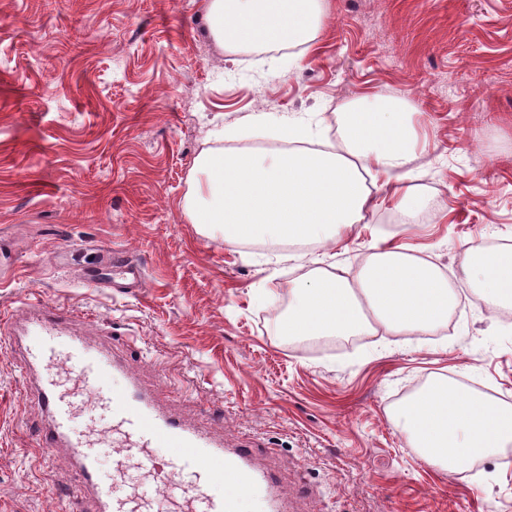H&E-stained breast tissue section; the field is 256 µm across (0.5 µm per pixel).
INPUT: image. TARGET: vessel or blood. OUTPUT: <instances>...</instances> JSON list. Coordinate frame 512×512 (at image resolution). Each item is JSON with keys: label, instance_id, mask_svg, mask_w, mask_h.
Wrapping results in <instances>:
<instances>
[{"label": "vessel or blood", "instance_id": "obj_1", "mask_svg": "<svg viewBox=\"0 0 512 512\" xmlns=\"http://www.w3.org/2000/svg\"><path fill=\"white\" fill-rule=\"evenodd\" d=\"M113 272L141 287L143 275L128 257L110 252ZM22 317L0 316V335L21 349L33 396L47 421L38 433L43 448H66L79 476L72 496L93 512H237L240 491L260 493L265 512H288L270 486L273 478L252 461L249 448H228L222 441L167 415L154 398L104 347L73 334L75 312L39 300L21 303ZM63 357L74 384L59 391L46 364ZM122 438L111 478L99 474L104 438H89L73 427V412L86 392ZM225 492H215L216 484Z\"/></svg>", "mask_w": 512, "mask_h": 512}]
</instances>
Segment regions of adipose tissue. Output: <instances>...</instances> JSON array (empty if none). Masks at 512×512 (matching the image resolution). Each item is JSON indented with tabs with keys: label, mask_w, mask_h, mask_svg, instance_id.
I'll use <instances>...</instances> for the list:
<instances>
[{
	"label": "adipose tissue",
	"mask_w": 512,
	"mask_h": 512,
	"mask_svg": "<svg viewBox=\"0 0 512 512\" xmlns=\"http://www.w3.org/2000/svg\"><path fill=\"white\" fill-rule=\"evenodd\" d=\"M326 14L325 0H209L212 37L225 49L298 47L313 42ZM268 133L283 143L272 153L211 149L197 158L185 210L190 223L217 232L225 245H275L335 241L376 208L366 171L392 182L391 199L413 223L423 196L403 186L415 157L413 110L401 99L361 98L338 115L344 153L308 150V129L268 113L250 127L228 128L225 138ZM466 279L489 306L512 308V247L468 249ZM286 336H351L381 327L400 336H422L444 325L455 295L447 277L401 244L381 243L356 279L337 267L315 268L295 283ZM412 447L430 463L454 472L512 445V407L462 389L446 377L394 407Z\"/></svg>",
	"instance_id": "adipose-tissue-1"
}]
</instances>
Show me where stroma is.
Returning <instances> with one entry per match:
<instances>
[{"instance_id": "stroma-1", "label": "stroma", "mask_w": 512, "mask_h": 512, "mask_svg": "<svg viewBox=\"0 0 512 512\" xmlns=\"http://www.w3.org/2000/svg\"><path fill=\"white\" fill-rule=\"evenodd\" d=\"M208 0H0V313L29 296L81 312L162 408L275 470L288 512H512V449L447 472L421 458L390 410L435 375L512 403V308L462 276L464 250L512 247V0H327L317 39L225 52ZM419 112L406 183L418 225L382 204L337 244L225 245L183 210L205 149L271 153L255 133L216 141L253 113L336 138L353 100ZM394 239L437 265L459 313L445 332L341 336L308 348L280 335V304L313 259L356 275ZM143 268L120 288L108 250ZM20 360L0 350V512H66L75 477L46 453ZM304 471H297V463ZM316 491L298 494L299 483Z\"/></svg>"}]
</instances>
